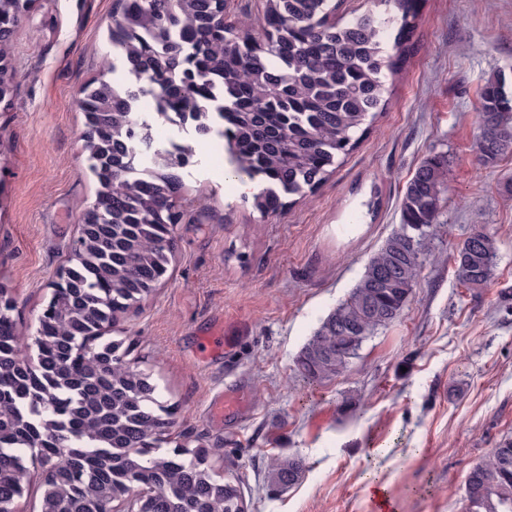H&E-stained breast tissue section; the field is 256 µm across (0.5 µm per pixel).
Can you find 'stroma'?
Masks as SVG:
<instances>
[{
  "label": "stroma",
  "instance_id": "stroma-1",
  "mask_svg": "<svg viewBox=\"0 0 512 512\" xmlns=\"http://www.w3.org/2000/svg\"><path fill=\"white\" fill-rule=\"evenodd\" d=\"M113 0H36L22 20L0 103V285L33 337L97 185L78 99L110 54ZM415 48L387 79L389 106L327 181L264 215L224 176L221 143L199 145L183 181L170 278L108 335L133 342L173 410L170 445L215 448L246 512H463L465 479L512 441V153L474 149L484 81L512 79V0H424ZM448 158L440 227L401 315L338 376L303 380L297 359L400 224L405 185ZM482 225L493 281L456 277L458 246ZM240 405L222 420L212 400ZM301 457L287 488L271 455Z\"/></svg>",
  "mask_w": 512,
  "mask_h": 512
}]
</instances>
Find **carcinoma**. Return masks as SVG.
Returning a JSON list of instances; mask_svg holds the SVG:
<instances>
[{"mask_svg": "<svg viewBox=\"0 0 512 512\" xmlns=\"http://www.w3.org/2000/svg\"><path fill=\"white\" fill-rule=\"evenodd\" d=\"M35 0H0V59L14 53L21 18ZM394 19L369 10L336 19L338 0H265L256 25L229 22L224 0H116L108 29L114 53L78 100L84 114L94 202L87 236L72 252L66 288L39 321L37 364L24 356L13 318L0 308V507L12 508L41 471L39 512H228L242 498L188 448H157L166 407L150 374L105 339L104 325L169 277L174 211L185 161L141 136L144 98L194 122L196 136L225 143L231 173L257 180L263 215L325 182L386 104L385 73L412 48L418 0H394ZM135 75L120 86L119 69ZM476 152L493 163L512 150V90L489 77L479 105ZM447 159H425L408 181L401 224L367 263L348 297L298 356L310 382L341 374L362 346L403 311L420 273L425 236L439 224ZM494 240L476 227L457 251L460 282L487 286ZM509 448H494L468 472L464 512H512ZM271 480L295 484L297 456L268 459Z\"/></svg>", "mask_w": 512, "mask_h": 512, "instance_id": "1", "label": "carcinoma"}]
</instances>
